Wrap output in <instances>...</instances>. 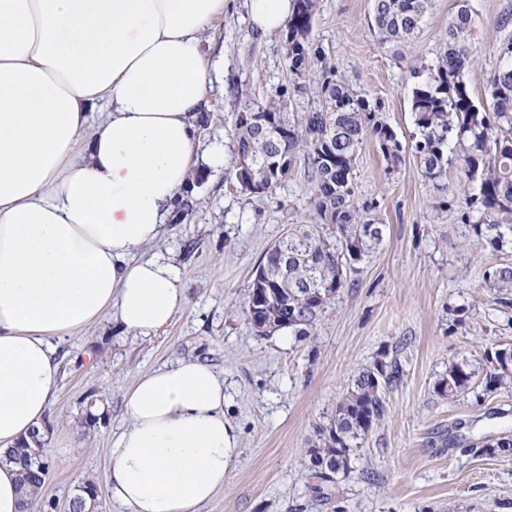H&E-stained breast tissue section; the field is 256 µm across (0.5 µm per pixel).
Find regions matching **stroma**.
Listing matches in <instances>:
<instances>
[{"instance_id": "1", "label": "stroma", "mask_w": 512, "mask_h": 512, "mask_svg": "<svg viewBox=\"0 0 512 512\" xmlns=\"http://www.w3.org/2000/svg\"><path fill=\"white\" fill-rule=\"evenodd\" d=\"M471 6L465 80L481 101L500 44L512 38V0ZM457 9L458 0H432L422 30L399 57L372 29V0H317L312 38L406 141L414 130L409 66L435 60ZM208 37L224 51V81L208 92L198 134L203 144L224 143V164L196 172L180 200L185 219H169L144 250L173 258L186 304L147 338L122 333L106 315L62 341L61 388L43 430L51 469L30 512H65L89 482L98 490L90 512H124L106 483L112 440L126 425L122 389L189 358L223 376L224 415L234 427L224 485L199 512H512V457L484 449L512 434V387L488 393L477 380L450 399L434 389L450 362L468 360L481 373L486 349L512 348V307L497 304L484 277L489 266L512 262V252L464 241L455 213L432 210L434 190L414 156L391 173L368 142L358 158L357 194L385 226L381 244L348 273L305 340L256 335L243 311L247 289L267 248L307 217L310 182L300 156L268 192L243 191L235 178V118L243 105L265 106L278 91L282 111H310L322 67L293 83L283 34L255 30L247 0H226ZM457 316L462 324L454 330ZM383 356L403 371L387 393L384 420L349 473L317 477L305 460L317 427L328 424L358 369Z\"/></svg>"}]
</instances>
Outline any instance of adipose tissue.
Returning a JSON list of instances; mask_svg holds the SVG:
<instances>
[{
	"instance_id": "ef3b65f1",
	"label": "adipose tissue",
	"mask_w": 512,
	"mask_h": 512,
	"mask_svg": "<svg viewBox=\"0 0 512 512\" xmlns=\"http://www.w3.org/2000/svg\"><path fill=\"white\" fill-rule=\"evenodd\" d=\"M264 34L291 0H248ZM224 0H0V453L41 433L57 344L103 316L148 337L184 305L175 267L142 257L201 153L197 120L224 73L205 34ZM108 105L107 116L93 111ZM107 483L128 512H198L223 486L224 381L183 360L123 394Z\"/></svg>"
}]
</instances>
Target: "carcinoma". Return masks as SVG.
Returning a JSON list of instances; mask_svg holds the SVG:
<instances>
[{
	"mask_svg": "<svg viewBox=\"0 0 512 512\" xmlns=\"http://www.w3.org/2000/svg\"><path fill=\"white\" fill-rule=\"evenodd\" d=\"M292 2L284 39L288 71L301 79L312 63L323 64L317 106L294 121L276 103L237 113V160L251 164L258 185L252 189L244 178L236 180L244 191L261 195L285 177L298 155L306 156L314 221L289 226L274 242L244 301L248 322L258 335L286 332L300 341L345 287L347 270L383 240L382 225L356 203L355 167L362 146L369 139L378 144L390 172L401 166L404 147L367 96L337 76L314 45L317 0ZM430 2L373 0L380 44L403 54ZM471 28L469 0H461L436 62L410 70L415 125L410 149L422 177L439 191L448 169H456L463 196L439 198L435 208L443 212L456 207L468 234L500 252L512 249V39L500 46V65L489 80L490 102L484 104L471 97L464 79L471 63ZM324 225L332 227V235L323 234ZM485 281L500 305L512 307V263L490 267ZM483 360L492 366L485 377L486 392L512 381V349L487 352ZM475 375L469 361L452 362L436 383L437 393L454 397L469 389ZM400 378L395 360L377 359L359 371L329 424L317 428L316 442L306 451L311 469L320 475L349 470L354 450L386 416V393ZM11 458L21 466L26 496L37 497L49 474L41 465L40 450L19 447Z\"/></svg>",
	"mask_w": 512,
	"mask_h": 512,
	"instance_id": "cac0c4a2",
	"label": "carcinoma"
}]
</instances>
